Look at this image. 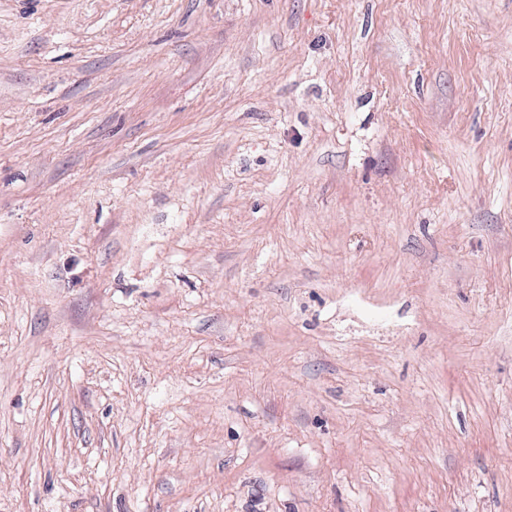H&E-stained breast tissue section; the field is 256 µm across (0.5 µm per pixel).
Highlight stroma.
I'll return each mask as SVG.
<instances>
[{"label":"stroma","instance_id":"stroma-1","mask_svg":"<svg viewBox=\"0 0 512 512\" xmlns=\"http://www.w3.org/2000/svg\"><path fill=\"white\" fill-rule=\"evenodd\" d=\"M0 512H512V0H0Z\"/></svg>","mask_w":512,"mask_h":512}]
</instances>
